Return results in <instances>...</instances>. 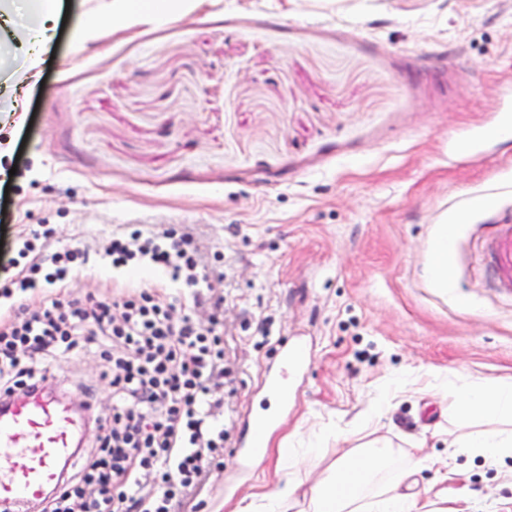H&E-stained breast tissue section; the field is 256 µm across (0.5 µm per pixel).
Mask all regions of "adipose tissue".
Wrapping results in <instances>:
<instances>
[{"instance_id": "1", "label": "adipose tissue", "mask_w": 512, "mask_h": 512, "mask_svg": "<svg viewBox=\"0 0 512 512\" xmlns=\"http://www.w3.org/2000/svg\"><path fill=\"white\" fill-rule=\"evenodd\" d=\"M198 0H106L103 16H89L79 37L97 43L102 39L103 23L131 29L163 20L174 14L193 11ZM60 0H42L28 25L18 27V0H0V46H12L28 68H36L52 45L59 15ZM392 454L386 443L372 441L337 460L328 474L308 491L306 512H364V497L359 492L342 491L350 481L369 482Z\"/></svg>"}]
</instances>
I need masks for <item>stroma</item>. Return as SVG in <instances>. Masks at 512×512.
Listing matches in <instances>:
<instances>
[{
  "instance_id": "obj_1",
  "label": "stroma",
  "mask_w": 512,
  "mask_h": 512,
  "mask_svg": "<svg viewBox=\"0 0 512 512\" xmlns=\"http://www.w3.org/2000/svg\"><path fill=\"white\" fill-rule=\"evenodd\" d=\"M69 0L23 118L0 128V279L18 225L96 247L113 230L191 228L224 278V457L188 512H243L315 481L372 439L396 448L366 489L403 479L418 512H496L512 458L462 449L502 420L468 415L475 382L512 384V290L487 283L489 234L512 220V0H201L103 45ZM448 246L447 281L432 253ZM308 362L250 470L240 440L276 406L284 345ZM94 353L55 381L112 410Z\"/></svg>"
}]
</instances>
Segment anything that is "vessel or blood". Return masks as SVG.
I'll return each instance as SVG.
<instances>
[{
    "instance_id": "1",
    "label": "vessel or blood",
    "mask_w": 512,
    "mask_h": 512,
    "mask_svg": "<svg viewBox=\"0 0 512 512\" xmlns=\"http://www.w3.org/2000/svg\"><path fill=\"white\" fill-rule=\"evenodd\" d=\"M493 280L512 288V225L505 224L490 245ZM306 365V349H284L282 364L266 381L268 392H283L289 379ZM270 415L255 416L242 441L247 460H254L273 425ZM84 422L66 402L52 394H36L0 405V512H30L61 482L64 464L75 457Z\"/></svg>"
}]
</instances>
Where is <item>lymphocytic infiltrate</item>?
Returning <instances> with one entry per match:
<instances>
[{
	"label": "lymphocytic infiltrate",
	"instance_id": "f902f5d3",
	"mask_svg": "<svg viewBox=\"0 0 512 512\" xmlns=\"http://www.w3.org/2000/svg\"><path fill=\"white\" fill-rule=\"evenodd\" d=\"M98 257L115 270L102 282L113 297H75L68 286L88 251L20 225L15 272L0 283V401L51 388L59 354L96 353L112 412L88 418L94 444L77 450L37 512H176L224 455V279L205 275L192 233L165 224L115 231ZM140 269L165 277L131 280ZM187 298L210 309L208 323L178 314Z\"/></svg>",
	"mask_w": 512,
	"mask_h": 512
}]
</instances>
